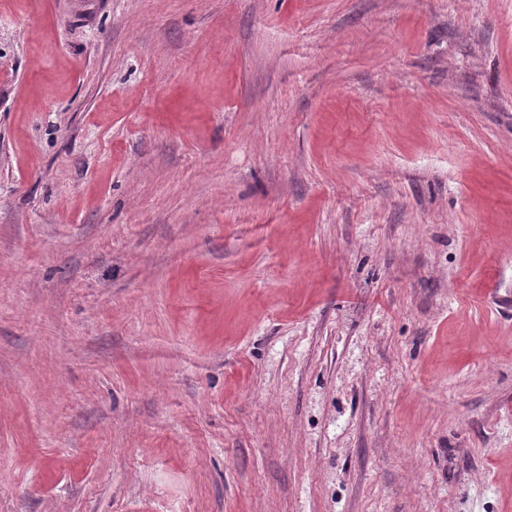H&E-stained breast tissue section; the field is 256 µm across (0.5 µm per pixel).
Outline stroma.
<instances>
[{
  "mask_svg": "<svg viewBox=\"0 0 512 512\" xmlns=\"http://www.w3.org/2000/svg\"><path fill=\"white\" fill-rule=\"evenodd\" d=\"M0 512H512V0H0Z\"/></svg>",
  "mask_w": 512,
  "mask_h": 512,
  "instance_id": "stroma-1",
  "label": "stroma"
}]
</instances>
